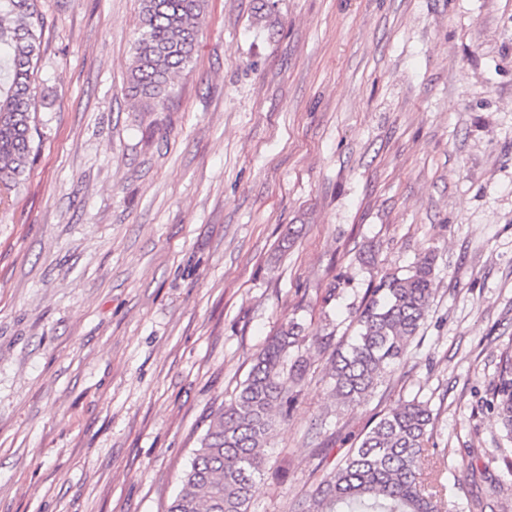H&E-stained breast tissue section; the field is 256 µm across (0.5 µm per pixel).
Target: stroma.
I'll return each instance as SVG.
<instances>
[{
    "mask_svg": "<svg viewBox=\"0 0 512 512\" xmlns=\"http://www.w3.org/2000/svg\"><path fill=\"white\" fill-rule=\"evenodd\" d=\"M209 0L169 100L127 90L138 0H39L41 151L0 204V512H167L289 318L302 391L252 512H304L378 414L432 412L452 512H512L487 408L512 341V0ZM436 256L405 361L328 375L386 273Z\"/></svg>",
    "mask_w": 512,
    "mask_h": 512,
    "instance_id": "obj_1",
    "label": "stroma"
}]
</instances>
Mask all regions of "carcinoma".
I'll use <instances>...</instances> for the list:
<instances>
[{
  "mask_svg": "<svg viewBox=\"0 0 512 512\" xmlns=\"http://www.w3.org/2000/svg\"><path fill=\"white\" fill-rule=\"evenodd\" d=\"M139 5L127 84L149 108L169 98L173 77L192 63L208 0ZM43 26L37 0H0V185L8 192L22 184L39 149L35 75ZM435 264L434 255H425L409 274H385L372 288L358 311L356 336L330 362L340 404L365 401L404 360L431 307ZM304 332L292 318L269 337L234 398L209 424L168 512H251L264 448L305 375L303 361L287 363ZM490 409L512 438V346L499 355ZM431 416L416 398L383 414L323 476L308 512H448L444 485H432L417 470L428 451Z\"/></svg>",
  "mask_w": 512,
  "mask_h": 512,
  "instance_id": "1",
  "label": "carcinoma"
}]
</instances>
